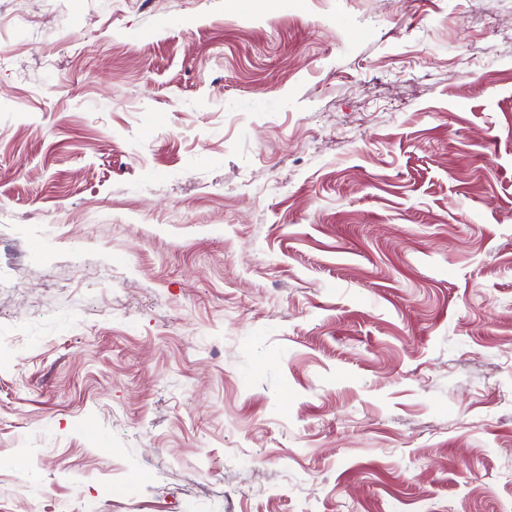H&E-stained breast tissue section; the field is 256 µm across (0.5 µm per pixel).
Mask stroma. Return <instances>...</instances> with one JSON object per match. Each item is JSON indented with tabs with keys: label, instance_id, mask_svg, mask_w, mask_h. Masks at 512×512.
I'll use <instances>...</instances> for the list:
<instances>
[{
	"label": "stroma",
	"instance_id": "1",
	"mask_svg": "<svg viewBox=\"0 0 512 512\" xmlns=\"http://www.w3.org/2000/svg\"><path fill=\"white\" fill-rule=\"evenodd\" d=\"M0 15V512H512V0Z\"/></svg>",
	"mask_w": 512,
	"mask_h": 512
}]
</instances>
